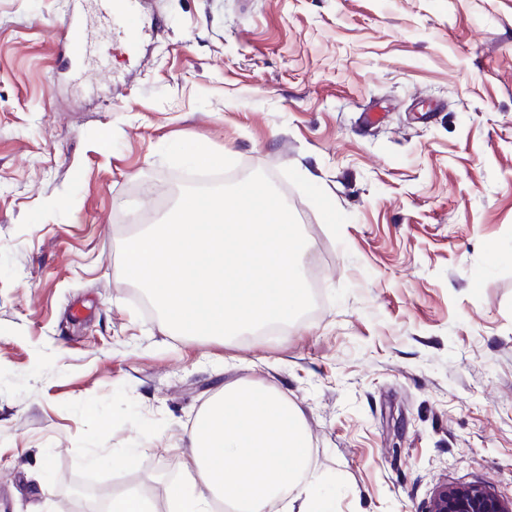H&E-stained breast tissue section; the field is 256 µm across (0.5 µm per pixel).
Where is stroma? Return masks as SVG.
<instances>
[{
  "mask_svg": "<svg viewBox=\"0 0 512 512\" xmlns=\"http://www.w3.org/2000/svg\"><path fill=\"white\" fill-rule=\"evenodd\" d=\"M139 24L131 47L94 0H0V512L121 482L170 512L234 379L303 410L327 512L511 498L512 0H143ZM198 147L268 174L306 237L315 306L278 332L166 331L121 274ZM425 512H512V498L504 499L482 483L438 487Z\"/></svg>",
  "mask_w": 512,
  "mask_h": 512,
  "instance_id": "35a3bbf8",
  "label": "stroma"
}]
</instances>
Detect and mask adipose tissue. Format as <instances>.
I'll use <instances>...</instances> for the list:
<instances>
[{"label":"adipose tissue","mask_w":512,"mask_h":512,"mask_svg":"<svg viewBox=\"0 0 512 512\" xmlns=\"http://www.w3.org/2000/svg\"><path fill=\"white\" fill-rule=\"evenodd\" d=\"M310 442L303 413L286 394L260 382H226L198 414L184 469L190 481L170 486L179 512H322L308 492Z\"/></svg>","instance_id":"obj_1"}]
</instances>
